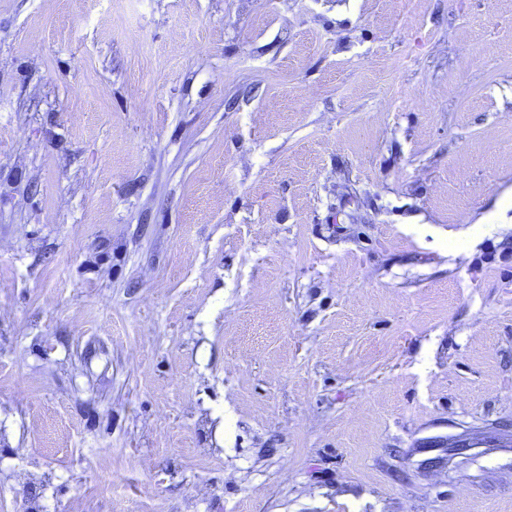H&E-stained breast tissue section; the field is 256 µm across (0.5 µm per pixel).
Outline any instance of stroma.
<instances>
[{"instance_id":"35a3bbf8","label":"stroma","mask_w":512,"mask_h":512,"mask_svg":"<svg viewBox=\"0 0 512 512\" xmlns=\"http://www.w3.org/2000/svg\"><path fill=\"white\" fill-rule=\"evenodd\" d=\"M34 505L512 512V0H0Z\"/></svg>"}]
</instances>
